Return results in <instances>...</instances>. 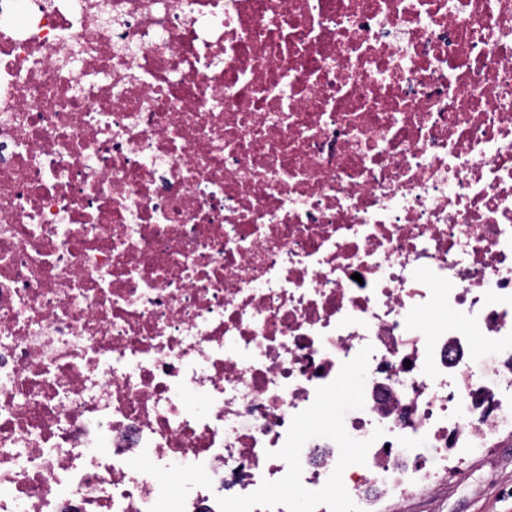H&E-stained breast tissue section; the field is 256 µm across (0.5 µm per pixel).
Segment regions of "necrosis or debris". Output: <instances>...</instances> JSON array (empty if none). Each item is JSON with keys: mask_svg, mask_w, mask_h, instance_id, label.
<instances>
[{"mask_svg": "<svg viewBox=\"0 0 512 512\" xmlns=\"http://www.w3.org/2000/svg\"><path fill=\"white\" fill-rule=\"evenodd\" d=\"M16 2L0 512H402L512 437V0ZM355 398V389L350 381H345L336 390V393L332 395L324 409L318 413L306 426V431L309 433H316L324 429L335 411L336 416L339 414L338 404L340 402L352 401Z\"/></svg>", "mask_w": 512, "mask_h": 512, "instance_id": "1", "label": "necrosis or debris"}]
</instances>
